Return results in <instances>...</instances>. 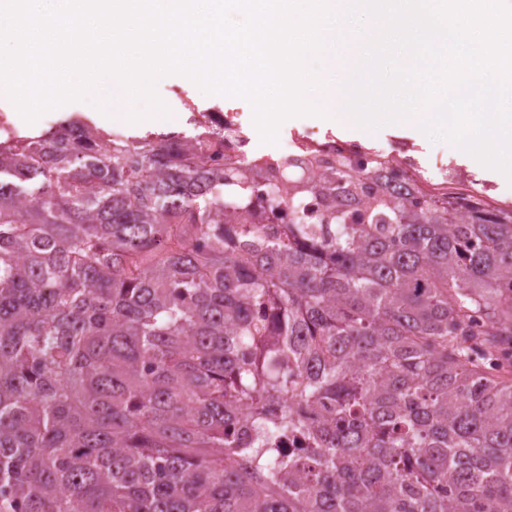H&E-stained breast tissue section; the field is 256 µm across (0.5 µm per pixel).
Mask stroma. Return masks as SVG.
Segmentation results:
<instances>
[{"mask_svg": "<svg viewBox=\"0 0 512 512\" xmlns=\"http://www.w3.org/2000/svg\"><path fill=\"white\" fill-rule=\"evenodd\" d=\"M156 90L170 112L178 116L179 121L175 129L179 132H191L189 109L193 106L201 110L215 108L224 113L237 114L241 133L247 141L245 151L251 157L279 153L286 142L295 140L305 133H312L321 138H344L348 135L347 130L340 127L325 125L316 122L311 116L301 115L284 120L278 128L276 142L265 143L262 142L254 124L253 108L246 100L227 101L204 94L194 82L178 76L159 81ZM74 115L89 118L97 127L126 135L142 136L151 131L147 125L106 121L99 109L85 99L71 101L46 111L31 123L21 116L15 105L1 103L0 117L6 119L9 130L0 133V140H6L10 135L32 136L42 133L55 121ZM358 139L366 147L389 156H410L418 169L421 181L431 191L470 190L481 193L490 206L512 207V186L508 185L505 177L500 173L475 167L465 159L459 149L448 143H434L423 132L390 125L374 133H359Z\"/></svg>", "mask_w": 512, "mask_h": 512, "instance_id": "35a3bbf8", "label": "stroma"}]
</instances>
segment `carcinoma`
I'll return each instance as SVG.
<instances>
[{"label": "carcinoma", "mask_w": 512, "mask_h": 512, "mask_svg": "<svg viewBox=\"0 0 512 512\" xmlns=\"http://www.w3.org/2000/svg\"><path fill=\"white\" fill-rule=\"evenodd\" d=\"M190 122L0 141V512H512V208Z\"/></svg>", "instance_id": "1"}]
</instances>
